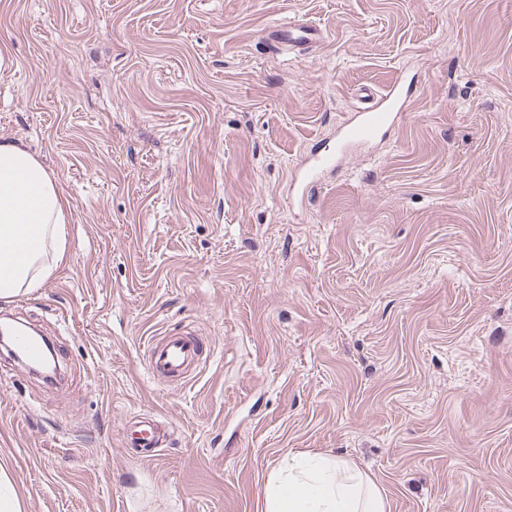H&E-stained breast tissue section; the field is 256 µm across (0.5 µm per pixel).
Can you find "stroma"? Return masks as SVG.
Returning a JSON list of instances; mask_svg holds the SVG:
<instances>
[{
	"label": "stroma",
	"instance_id": "stroma-1",
	"mask_svg": "<svg viewBox=\"0 0 512 512\" xmlns=\"http://www.w3.org/2000/svg\"><path fill=\"white\" fill-rule=\"evenodd\" d=\"M297 15L325 40L291 53ZM0 56V139L68 204L63 261L0 302L64 374L0 360L25 512H263L306 451L390 512H512V0H0ZM397 79L400 121L297 196ZM171 329L207 346L184 384L147 370ZM273 41L288 46L289 50H298L303 46L316 43L323 38V30L313 21L286 20L275 23L269 33ZM163 437L154 420L141 418L125 429L123 441L125 447L130 449L132 457L140 462H148L159 455Z\"/></svg>",
	"mask_w": 512,
	"mask_h": 512
}]
</instances>
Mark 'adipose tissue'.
Masks as SVG:
<instances>
[{
    "label": "adipose tissue",
    "mask_w": 512,
    "mask_h": 512,
    "mask_svg": "<svg viewBox=\"0 0 512 512\" xmlns=\"http://www.w3.org/2000/svg\"><path fill=\"white\" fill-rule=\"evenodd\" d=\"M67 203L44 164L0 140V301L40 288L64 255ZM264 512H390L378 485L329 453L288 457L263 487Z\"/></svg>",
    "instance_id": "obj_1"
}]
</instances>
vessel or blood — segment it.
<instances>
[{
	"instance_id": "1",
	"label": "vessel or blood",
	"mask_w": 512,
	"mask_h": 512,
	"mask_svg": "<svg viewBox=\"0 0 512 512\" xmlns=\"http://www.w3.org/2000/svg\"><path fill=\"white\" fill-rule=\"evenodd\" d=\"M269 36L276 43L295 51L320 41L323 31L316 22L289 19L275 23ZM399 92V87L395 86L374 97V104L358 111L339 129L334 150L306 160L295 177L299 189L307 192L317 187L320 173L335 167L339 154L353 146L370 143L392 128L397 119L394 102ZM201 365L200 346L193 334L168 333L151 344L148 370L153 376L182 383L199 371ZM123 441L133 457L148 462L158 456L163 436L154 420L143 418L125 429Z\"/></svg>"
}]
</instances>
